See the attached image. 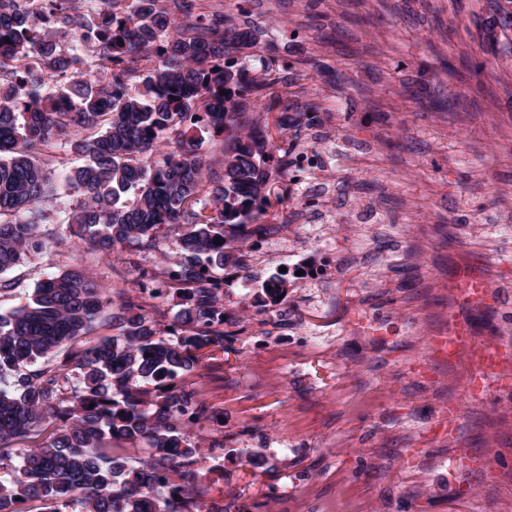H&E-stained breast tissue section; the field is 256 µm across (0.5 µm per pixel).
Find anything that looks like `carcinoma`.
Segmentation results:
<instances>
[{"label": "carcinoma", "mask_w": 512, "mask_h": 512, "mask_svg": "<svg viewBox=\"0 0 512 512\" xmlns=\"http://www.w3.org/2000/svg\"><path fill=\"white\" fill-rule=\"evenodd\" d=\"M61 34L77 46L62 48ZM274 86L263 31L198 0H0V274L44 249L42 205L57 193L47 156L81 197L68 223L97 251L151 250L164 225L183 228L163 271L183 303L165 331L129 299L118 334L82 341L106 298L79 268L0 313V450L49 432L19 449L0 509L202 512L205 454L191 429L211 408L187 379L203 355L232 349L213 270L244 264L240 243L266 230L274 181L292 167L274 133L298 117L276 110ZM260 106L277 111L272 122L247 120ZM205 133L226 135L220 172L196 150ZM67 152L83 163L66 167ZM291 277L262 284L268 305Z\"/></svg>", "instance_id": "cac0c4a2"}]
</instances>
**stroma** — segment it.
<instances>
[{"label":"stroma","instance_id":"obj_1","mask_svg":"<svg viewBox=\"0 0 512 512\" xmlns=\"http://www.w3.org/2000/svg\"><path fill=\"white\" fill-rule=\"evenodd\" d=\"M207 2L263 31L281 106H317V133L283 139L321 166L280 182L288 207L269 209L224 290L234 349L188 379L217 413L199 445L226 438L200 494L232 512H507L512 394L468 399L462 363L432 340L464 316L478 343L512 350V0ZM79 200L45 205V248L7 272L0 312L76 266L110 300L95 340L138 288L124 260L70 235ZM306 263L323 274L290 285L279 311L257 306L265 280ZM469 264L495 291L479 309L448 289ZM459 449L495 475L459 469Z\"/></svg>","mask_w":512,"mask_h":512}]
</instances>
